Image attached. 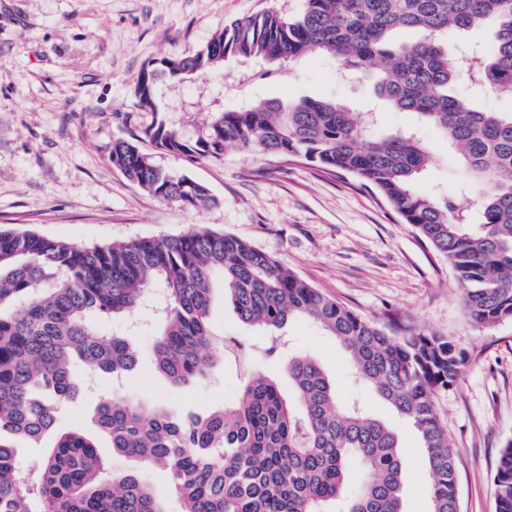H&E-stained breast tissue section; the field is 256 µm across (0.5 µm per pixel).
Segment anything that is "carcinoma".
I'll return each mask as SVG.
<instances>
[{
	"label": "carcinoma",
	"instance_id": "cac0c4a2",
	"mask_svg": "<svg viewBox=\"0 0 512 512\" xmlns=\"http://www.w3.org/2000/svg\"><path fill=\"white\" fill-rule=\"evenodd\" d=\"M493 22V49L448 41L456 30ZM422 38L395 45L393 34ZM320 53L347 76L372 70L378 97L416 112L442 132L462 173L453 198L417 192L433 162L414 134L377 135L369 114L331 99L259 101L213 113L208 132L184 141L165 121L149 131L160 149L218 158L228 149L291 155L374 187L451 268L468 318L486 328L512 320V112H484L452 88L471 82L512 98V0H302L294 14L269 9L224 25L192 55L163 58L135 85L138 106L168 111L161 86L221 70L228 59L279 68ZM112 163L154 198L197 207L209 190L158 168L136 139L112 145ZM245 325L275 338L266 357L283 359L292 396L216 338L209 320L215 279ZM159 289L165 300L153 357L170 383L188 385L231 363L243 375L237 400L202 413L160 405L152 412L104 395L92 431H57L78 400L82 366L122 378L139 363L127 335L100 320L130 317ZM308 318L345 347L357 379L418 431L429 468V512H460L456 460L436 396L467 364L446 336H393L324 295L275 256L229 233L199 228L161 239L76 244L36 231L0 229V512H164L135 471L114 474L99 452L165 472L182 512H403L406 470L398 435L358 403L345 404L309 355L282 358L281 331ZM27 471L20 445L41 447ZM363 474L357 494L346 484ZM496 512H512V443L499 454Z\"/></svg>",
	"mask_w": 512,
	"mask_h": 512
}]
</instances>
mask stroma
Listing matches in <instances>:
<instances>
[{
    "instance_id": "obj_1",
    "label": "stroma",
    "mask_w": 512,
    "mask_h": 512,
    "mask_svg": "<svg viewBox=\"0 0 512 512\" xmlns=\"http://www.w3.org/2000/svg\"><path fill=\"white\" fill-rule=\"evenodd\" d=\"M300 0H0V228L32 229L77 244L161 238L197 228L234 234L271 252L297 276L396 335L427 330L468 356L459 381L437 395L456 451L460 512H495L493 475L512 443V320L490 328L469 322L453 273L415 229L359 179L286 155L237 149L221 158L160 150L144 133L156 119L136 106L139 73L164 56L203 48L226 22ZM255 62L229 61L223 74L164 87L163 117L186 141L206 131L214 110L253 100L332 98L376 115L377 129L415 131L433 164L416 187L456 195L461 170L446 139L418 114L386 107L371 78L340 79L335 60L313 54L284 73L263 76ZM139 137L155 165L210 190L211 201L163 202L112 163L116 139ZM210 320L218 334L252 348L261 333L242 324L215 288ZM109 331L132 333L139 371L103 377L61 414L58 427L87 425L100 396L116 392L152 409L206 411L233 402L241 377L223 366L207 379L173 386L153 367L155 315L142 307ZM290 350L314 356L337 394L362 399L393 423L407 471L404 512H429L428 473L416 430L355 379L346 352L311 320L285 329Z\"/></svg>"
}]
</instances>
